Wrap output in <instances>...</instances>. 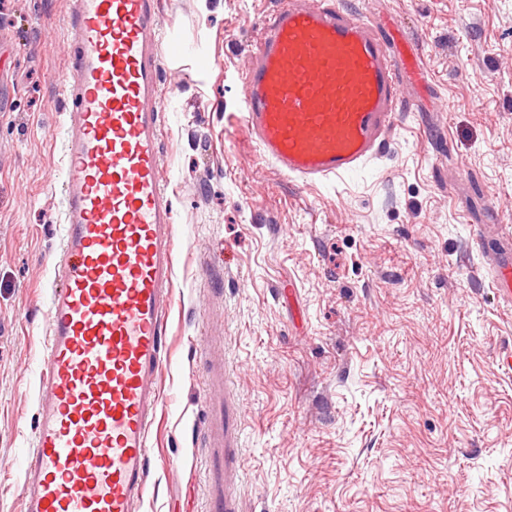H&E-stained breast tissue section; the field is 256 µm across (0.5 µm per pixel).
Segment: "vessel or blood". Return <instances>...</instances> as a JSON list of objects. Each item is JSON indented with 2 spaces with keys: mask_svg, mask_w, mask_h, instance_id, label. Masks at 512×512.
Masks as SVG:
<instances>
[{
  "mask_svg": "<svg viewBox=\"0 0 512 512\" xmlns=\"http://www.w3.org/2000/svg\"><path fill=\"white\" fill-rule=\"evenodd\" d=\"M72 4L62 238L22 512H138L176 266L160 71L180 45L162 31L158 0ZM419 69L413 44L395 47L337 0H281L241 76L236 130L291 178L340 181L382 156ZM205 399L209 445L224 448L223 385Z\"/></svg>",
  "mask_w": 512,
  "mask_h": 512,
  "instance_id": "b4317fda",
  "label": "vessel or blood"
}]
</instances>
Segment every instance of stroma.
<instances>
[{
	"instance_id": "obj_1",
	"label": "stroma",
	"mask_w": 512,
	"mask_h": 512,
	"mask_svg": "<svg viewBox=\"0 0 512 512\" xmlns=\"http://www.w3.org/2000/svg\"><path fill=\"white\" fill-rule=\"evenodd\" d=\"M71 0H0V512H20L51 264ZM279 0H160L178 232L140 512H208L224 362L235 512H512V0H339L397 21L432 94L348 179L289 178L224 132ZM205 399L209 402V408L206 417V429L209 436V448H220L223 457L230 448L225 445V437H228V426L225 427L224 420V382L220 384H210L205 390ZM217 402L218 409L214 408Z\"/></svg>"
}]
</instances>
